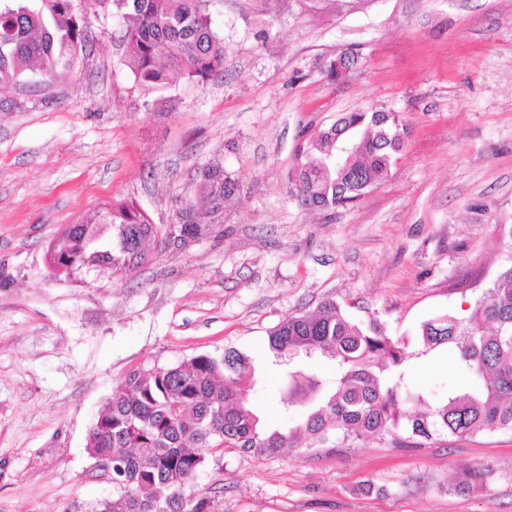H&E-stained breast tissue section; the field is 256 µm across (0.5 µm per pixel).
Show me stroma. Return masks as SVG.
I'll return each mask as SVG.
<instances>
[{
    "instance_id": "1",
    "label": "stroma",
    "mask_w": 512,
    "mask_h": 512,
    "mask_svg": "<svg viewBox=\"0 0 512 512\" xmlns=\"http://www.w3.org/2000/svg\"><path fill=\"white\" fill-rule=\"evenodd\" d=\"M222 75L158 94L136 85L119 28L87 9L73 69L0 90V512H98L112 481L86 451L113 387L232 346L253 401L282 423L283 369L267 332L327 298L407 343L415 386L459 381L421 324L473 305L512 263V0H213ZM353 50L330 81L318 62ZM358 109L400 113L386 181L355 204L310 209L289 176L303 141ZM243 188L223 223L181 248L146 246L123 278L55 275L46 248L102 205L136 200L153 223L214 155ZM492 465L488 488L448 494ZM387 486L365 495L358 484ZM210 512H512V432L419 448L369 438L336 453L225 449L196 478Z\"/></svg>"
}]
</instances>
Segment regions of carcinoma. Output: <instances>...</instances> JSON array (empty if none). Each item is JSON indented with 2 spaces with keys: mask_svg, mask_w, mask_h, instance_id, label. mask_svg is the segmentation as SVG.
Segmentation results:
<instances>
[{
  "mask_svg": "<svg viewBox=\"0 0 512 512\" xmlns=\"http://www.w3.org/2000/svg\"><path fill=\"white\" fill-rule=\"evenodd\" d=\"M121 27L125 62L134 81L165 89L204 86L224 72L226 45L211 0H92ZM87 40L77 0H0V88L27 71L52 82L73 68ZM406 126L397 112H346L299 149L291 185L302 205L336 209L384 182L402 151ZM345 141L346 164L327 168ZM187 197L175 199L178 246L224 223V208L241 191L239 178L215 156L200 164ZM166 233L134 202L105 204L68 225L48 246L56 272L81 277L128 275L145 259L146 244ZM428 353L448 349L464 391L434 404L409 385L406 342L376 320L358 323L333 300L292 316L267 333L277 362L300 353L335 361L334 386L304 370L287 373L285 414L267 427L249 395L257 380L248 356L235 348L220 357L198 354L168 367H140L112 389L91 426L86 449L112 469V501L100 512H208L193 490L197 473L217 448L275 454L348 448L369 436L396 448L426 441L512 431V264L501 267L481 299L461 314L424 322ZM409 402L426 409L411 412ZM494 477L490 467L467 468L447 491L470 495Z\"/></svg>",
  "mask_w": 512,
  "mask_h": 512,
  "instance_id": "obj_1",
  "label": "carcinoma"
}]
</instances>
